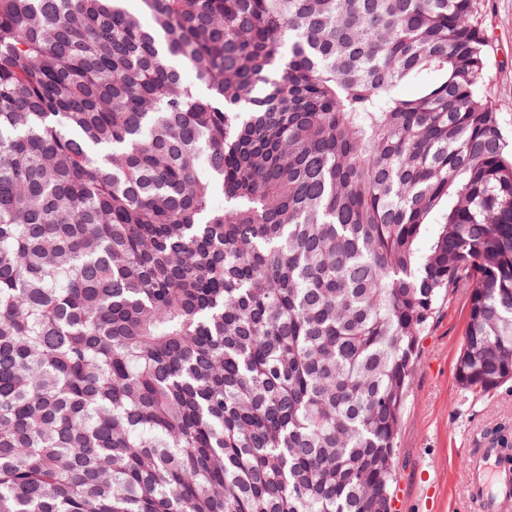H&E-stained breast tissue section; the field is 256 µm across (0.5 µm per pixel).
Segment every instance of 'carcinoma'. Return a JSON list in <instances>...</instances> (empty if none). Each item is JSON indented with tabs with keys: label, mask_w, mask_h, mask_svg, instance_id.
Returning a JSON list of instances; mask_svg holds the SVG:
<instances>
[{
	"label": "carcinoma",
	"mask_w": 512,
	"mask_h": 512,
	"mask_svg": "<svg viewBox=\"0 0 512 512\" xmlns=\"http://www.w3.org/2000/svg\"><path fill=\"white\" fill-rule=\"evenodd\" d=\"M123 2L0 0V512H391L449 289L512 382L481 0Z\"/></svg>",
	"instance_id": "1"
}]
</instances>
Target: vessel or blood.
<instances>
[{"label":"vessel or blood","instance_id":"obj_1","mask_svg":"<svg viewBox=\"0 0 512 512\" xmlns=\"http://www.w3.org/2000/svg\"><path fill=\"white\" fill-rule=\"evenodd\" d=\"M466 489L471 512H512V456L502 439L471 437Z\"/></svg>","mask_w":512,"mask_h":512}]
</instances>
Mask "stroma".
Wrapping results in <instances>:
<instances>
[{"label":"stroma","mask_w":512,"mask_h":512,"mask_svg":"<svg viewBox=\"0 0 512 512\" xmlns=\"http://www.w3.org/2000/svg\"><path fill=\"white\" fill-rule=\"evenodd\" d=\"M484 10L491 95L511 131L512 0H485ZM469 297V289H451L420 339L398 432L393 512H470L468 438L512 424V383L483 396L461 391L457 384Z\"/></svg>","instance_id":"35a3bbf8"}]
</instances>
